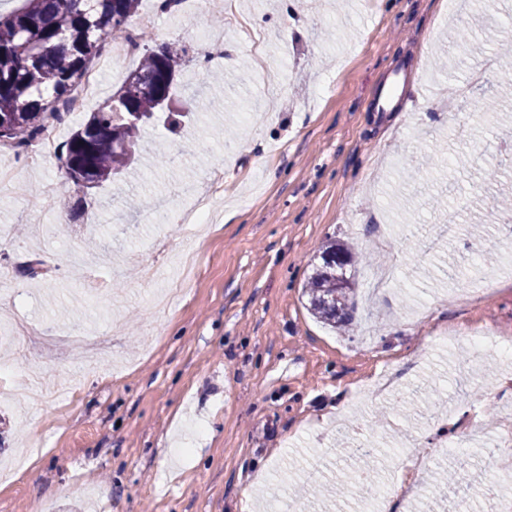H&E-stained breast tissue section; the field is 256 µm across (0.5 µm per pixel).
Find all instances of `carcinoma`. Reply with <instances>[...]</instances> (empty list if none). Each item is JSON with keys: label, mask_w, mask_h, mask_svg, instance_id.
<instances>
[{"label": "carcinoma", "mask_w": 512, "mask_h": 512, "mask_svg": "<svg viewBox=\"0 0 512 512\" xmlns=\"http://www.w3.org/2000/svg\"><path fill=\"white\" fill-rule=\"evenodd\" d=\"M21 9L0 13V141L26 151L70 102L94 51L108 38L129 35L140 0H23ZM188 50L178 41L143 48L140 65L119 91L64 144L68 179L90 190L113 181L135 162L141 127L175 129L188 117L177 105L178 78ZM344 243L322 252V265L305 293L318 319L352 320L355 274Z\"/></svg>", "instance_id": "obj_1"}]
</instances>
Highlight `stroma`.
<instances>
[{
	"instance_id": "1",
	"label": "stroma",
	"mask_w": 512,
	"mask_h": 512,
	"mask_svg": "<svg viewBox=\"0 0 512 512\" xmlns=\"http://www.w3.org/2000/svg\"><path fill=\"white\" fill-rule=\"evenodd\" d=\"M307 2L236 0L240 16L262 18L264 58L242 30L212 24L223 96L181 131L146 126L139 166L91 195L60 158L30 169L0 152L16 171L0 183V265L14 273L0 290V512H259L281 486L303 512H354L334 494L359 465L353 448L414 438L428 453L443 407L494 429L512 406V365L488 349L473 369L469 346L438 337L471 325L512 334V284L480 288L471 273L487 239L497 264L512 262L497 209L512 183V112L488 122L477 110L506 75L470 84L480 46L460 38L504 42L498 15L489 0H347L318 15ZM194 11L182 0L150 31L189 48L184 102L204 89ZM138 65L101 73L58 144ZM397 72L400 105L377 111ZM464 85L448 117L439 102ZM441 146L462 165L430 169ZM217 165L212 223H182ZM443 208L462 225L486 219L485 233L416 262ZM91 233L99 247H86ZM330 239L358 270L343 332L316 320L302 291ZM18 320L39 329L22 345L8 337ZM385 370L399 391L354 403L355 383ZM440 470L424 473L418 512H448L456 489Z\"/></svg>"
}]
</instances>
